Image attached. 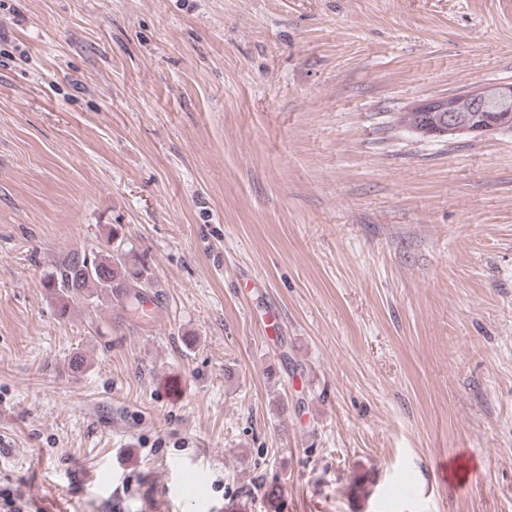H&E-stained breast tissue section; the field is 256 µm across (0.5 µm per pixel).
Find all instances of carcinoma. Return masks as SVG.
Instances as JSON below:
<instances>
[{
	"mask_svg": "<svg viewBox=\"0 0 512 512\" xmlns=\"http://www.w3.org/2000/svg\"><path fill=\"white\" fill-rule=\"evenodd\" d=\"M461 114L477 121L488 120L498 111L487 108L485 112L471 111L472 101L465 96L456 98ZM397 125L408 132H417L423 122V113L408 111L396 119ZM49 287L60 301L61 312H67L69 300L79 297L105 295L109 299H121L122 306L134 308L147 299L149 280L145 268L137 267L129 259L122 244L98 251L74 252L52 273Z\"/></svg>",
	"mask_w": 512,
	"mask_h": 512,
	"instance_id": "carcinoma-1",
	"label": "carcinoma"
}]
</instances>
